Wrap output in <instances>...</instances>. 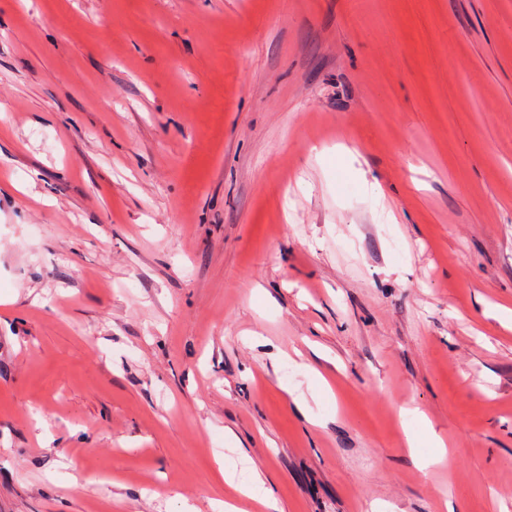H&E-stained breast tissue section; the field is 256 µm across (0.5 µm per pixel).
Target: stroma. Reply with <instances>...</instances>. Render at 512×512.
I'll return each instance as SVG.
<instances>
[{"instance_id":"35a3bbf8","label":"stroma","mask_w":512,"mask_h":512,"mask_svg":"<svg viewBox=\"0 0 512 512\" xmlns=\"http://www.w3.org/2000/svg\"><path fill=\"white\" fill-rule=\"evenodd\" d=\"M505 308L512 0H0V512H512ZM218 472L220 477L243 498L257 503L263 508L277 510L273 489L269 486L266 476L257 468H249L246 477L239 479L236 476L235 468L231 469L223 462H218Z\"/></svg>"}]
</instances>
